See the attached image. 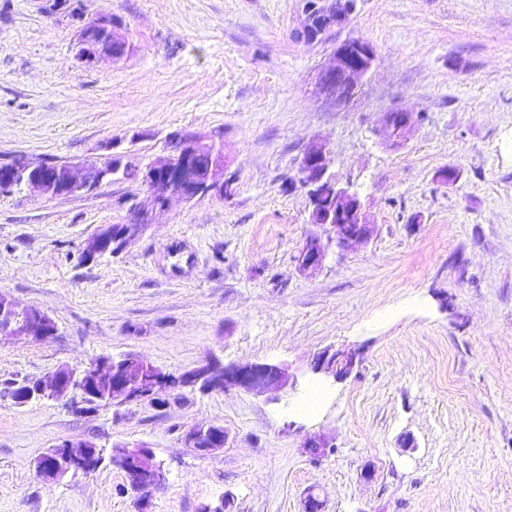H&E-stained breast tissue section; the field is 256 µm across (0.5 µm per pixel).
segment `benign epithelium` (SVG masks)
I'll return each mask as SVG.
<instances>
[{
	"label": "benign epithelium",
	"mask_w": 512,
	"mask_h": 512,
	"mask_svg": "<svg viewBox=\"0 0 512 512\" xmlns=\"http://www.w3.org/2000/svg\"><path fill=\"white\" fill-rule=\"evenodd\" d=\"M352 0H304V20L300 36L306 41H315L334 27L345 24L353 12ZM112 22L103 16L89 18L77 34L75 61L85 67L95 65L101 58L119 55L112 52ZM374 47L363 39H347L336 46L333 64L324 69L318 80V91L335 104H343L358 92L364 77L375 60ZM414 124V115L409 110H395L384 115L383 134L392 145L400 143ZM206 153L212 158L207 170L197 169V158ZM329 151L320 143L305 152L299 174L303 185L308 187L312 206L311 223L330 227L339 245L352 242L363 243L374 233L375 225L366 220L363 206L357 193L339 186L328 174ZM40 165L19 158L9 163L0 172V189L9 191L17 185L39 195L43 194L45 180L25 177L29 170ZM224 169V156L216 143L198 133H187L180 137L169 155L157 159L136 171L140 184L151 194L156 209L165 210L169 200L177 198L190 201L196 196L216 190L226 195L231 193V183L219 179ZM69 173V195L75 196L94 188L92 178L103 183L112 176V163H89L75 171L67 166ZM332 188L330 201L319 205V189ZM153 215L138 212L127 224L121 225L123 245L131 244L151 223ZM114 225L101 226L87 241L82 259L93 262L112 253ZM326 257L324 245L316 238L307 240L297 256L298 270L313 274L322 268ZM55 334L51 318L33 308L23 314L16 313V305L10 297L0 293V343L15 336L28 335L37 341H46ZM362 362L358 349L326 350L312 365L315 373H323L335 380L351 376ZM192 376L204 382L209 391L222 392L237 388L247 393L261 395L272 387L284 388L290 383L288 368L269 363H238L220 366L206 363L191 371ZM174 374L162 371L134 355H103L83 368L62 365L47 376L27 380L15 385L11 398L18 405L32 401L60 400L70 392L81 395L82 410L94 412L111 402L129 403L148 401L156 406L165 405L157 397L158 392L171 388ZM224 427L202 424L192 428L186 435L189 447L209 453L224 447ZM60 451L52 457H40L36 468L43 479L57 482L67 476L87 475L95 471L102 459L101 451L90 442L64 440L58 444ZM112 459L119 460V468L125 473L132 492L139 494L150 484L162 480L161 464L157 462L154 449L138 444L125 449Z\"/></svg>",
	"instance_id": "benign-epithelium-1"
}]
</instances>
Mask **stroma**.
I'll use <instances>...</instances> for the list:
<instances>
[{"label":"stroma","mask_w":512,"mask_h":512,"mask_svg":"<svg viewBox=\"0 0 512 512\" xmlns=\"http://www.w3.org/2000/svg\"><path fill=\"white\" fill-rule=\"evenodd\" d=\"M303 0H0V163L138 169L174 134L224 153L225 197L172 200L122 252L87 264L104 224L153 211L139 182L113 177L80 196L0 193V291L55 323L38 342L0 344V512H512V0H356L349 23L298 38ZM111 18L126 53L80 66L71 9ZM376 49L357 96L316 84L337 43ZM406 108L399 146L379 129ZM326 141L330 175L359 194L376 229L342 249L311 223L299 180ZM457 168L454 185L440 171ZM315 238L314 275L296 257ZM363 361L342 382L314 374L326 350ZM133 354L180 373L289 365V387L161 392L79 410L76 397L24 406L15 384L62 364ZM224 426L208 455L195 425ZM325 437L323 456L307 441ZM64 440L103 451L148 443L164 480L139 510L125 474L42 479L35 461ZM371 479H363L364 467ZM326 257L324 245L318 239L307 240L297 256L298 270L302 274H313L322 268Z\"/></svg>","instance_id":"1"}]
</instances>
